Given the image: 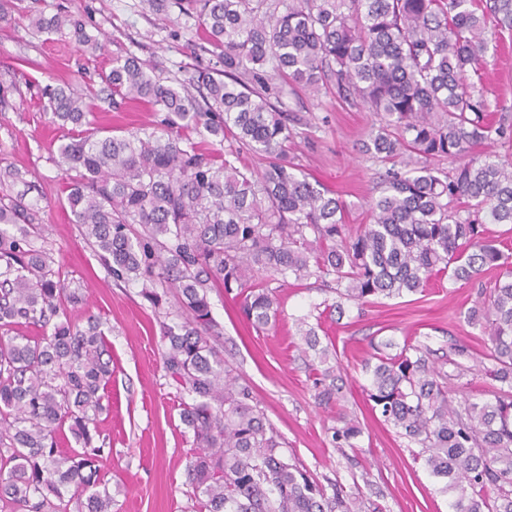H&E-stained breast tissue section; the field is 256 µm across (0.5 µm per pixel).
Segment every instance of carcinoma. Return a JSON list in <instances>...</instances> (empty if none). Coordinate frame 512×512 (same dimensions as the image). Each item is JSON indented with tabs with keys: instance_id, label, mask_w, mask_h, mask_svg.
Wrapping results in <instances>:
<instances>
[{
	"instance_id": "carcinoma-1",
	"label": "carcinoma",
	"mask_w": 512,
	"mask_h": 512,
	"mask_svg": "<svg viewBox=\"0 0 512 512\" xmlns=\"http://www.w3.org/2000/svg\"><path fill=\"white\" fill-rule=\"evenodd\" d=\"M145 2L192 19L200 50L223 69L174 82L135 56L112 59L103 76L110 95L159 114L142 137L81 130L86 103L68 87L51 89L43 111L71 126L56 164L72 222L107 274L139 286L155 308L170 289L180 297L185 316L162 323L163 368L189 397L180 417L196 445L187 479L200 508L362 512L360 497L322 484L285 452L251 388L210 345L211 288L234 295L263 330L276 322L278 301L252 271L332 283L341 315L347 302L416 294L433 278L468 283L493 268V287L464 313L487 337L483 370L500 383L493 399L449 396L446 381L469 369L467 349L440 356L422 340L391 338L371 343L364 392L444 481L450 512H512V256L483 237L486 224H512V158L470 156L481 145L512 148V123L492 120L473 91L489 43L512 35V0ZM24 14L38 33L68 29L79 50H103L71 14ZM290 85L333 88L375 117L364 148L386 168L369 222L353 235L344 202L315 187L291 156ZM208 139L224 153L203 147ZM243 151L263 156L264 169L236 166ZM438 158L457 165L447 171ZM27 176L0 167V328L42 330L0 338V506L112 512L94 425L112 380L108 340L100 322L69 318L81 294L32 245L41 209L11 192L36 189ZM304 341L318 350L316 398L330 405L340 390L333 346L319 347L312 327ZM339 422L332 442L354 447L362 429L346 414Z\"/></svg>"
}]
</instances>
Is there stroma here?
Listing matches in <instances>:
<instances>
[{
  "label": "stroma",
  "mask_w": 512,
  "mask_h": 512,
  "mask_svg": "<svg viewBox=\"0 0 512 512\" xmlns=\"http://www.w3.org/2000/svg\"><path fill=\"white\" fill-rule=\"evenodd\" d=\"M38 7L48 15L70 11L106 47L94 54L74 52L67 35L36 33L19 11L0 20V84L17 85L0 103V166L30 171L41 184L43 244L66 285L84 293L82 304L68 314L81 323L96 317L110 344L109 402L95 426L104 446L98 466L109 482L112 512H198L186 477L195 447L180 419L185 395L162 363L161 322L182 315L178 296L169 292L159 313L137 286L107 275L70 219L52 161L61 131L43 113L40 98L48 86L73 88L88 97L91 127L124 135L148 128L153 115L139 101L126 100L116 110L105 98L102 75L110 71L113 57L135 55L157 76L178 80L193 68L215 67L217 59L200 51L194 31L178 29L175 14L142 8L140 0H38ZM484 67L481 90L491 111L512 120V44L488 50ZM285 102L295 119L299 168L347 204V224L367 223L366 203L377 196V175L383 170L362 150L373 114L331 92L313 95L300 89ZM496 275L489 269L469 284L433 281L421 293L349 303L343 318L324 317L318 335L332 341L344 384L341 401L328 407L315 398L314 355L306 351L297 324L315 305L335 303L334 290L321 282L262 274L279 302L275 326L262 332L252 328L223 288L211 289L220 332L210 342L240 383L251 387L289 453L322 483L338 482L360 493L369 510L450 512L449 495L440 492L414 448L372 409L363 391L362 364L371 353V339L384 337L399 342L425 337L432 348L446 351L464 346L482 360L487 340L465 323L463 313ZM343 413L355 416L363 430L352 448L331 442V429Z\"/></svg>",
  "instance_id": "35a3bbf8"
}]
</instances>
